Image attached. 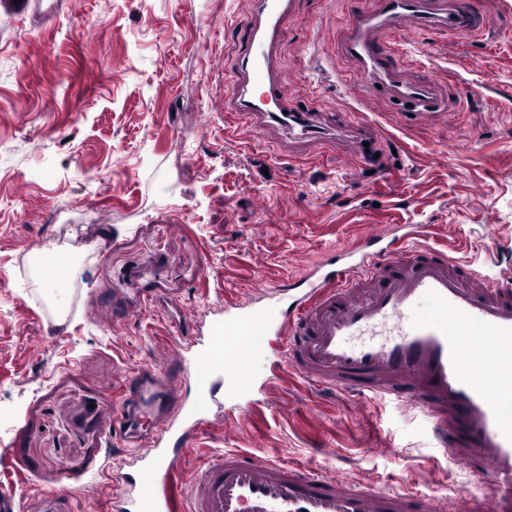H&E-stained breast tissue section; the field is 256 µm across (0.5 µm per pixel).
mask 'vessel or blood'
<instances>
[{
    "instance_id": "b4317fda",
    "label": "vessel or blood",
    "mask_w": 512,
    "mask_h": 512,
    "mask_svg": "<svg viewBox=\"0 0 512 512\" xmlns=\"http://www.w3.org/2000/svg\"><path fill=\"white\" fill-rule=\"evenodd\" d=\"M293 0H261L236 67L238 109L323 139L308 114L289 107L274 56ZM355 11L347 50L372 83L416 113L432 108L425 87L402 79L386 34L433 19L430 0H380ZM464 4L440 28L473 27ZM433 314L418 312L422 302ZM165 372L129 377L112 430L136 449L113 479L112 512H512V266L464 272L450 253L394 247L365 233L307 275L194 316L193 334L167 347ZM270 356L265 377L247 365ZM331 394L373 395L417 409L437 446L473 462L490 483L456 509L442 500L328 479L309 467L227 453L195 476L184 502L170 484L194 446L208 407L244 415L285 371ZM195 397H188L186 381Z\"/></svg>"
}]
</instances>
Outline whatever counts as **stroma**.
I'll return each mask as SVG.
<instances>
[{
  "mask_svg": "<svg viewBox=\"0 0 512 512\" xmlns=\"http://www.w3.org/2000/svg\"><path fill=\"white\" fill-rule=\"evenodd\" d=\"M0 23V486L18 512H108L125 378L165 367L190 316L299 277L365 226L425 224L468 267L512 251V0L474 30L402 37L398 65L450 110L401 123L341 50L351 0H294L278 76L291 106L356 113L367 147L290 146L225 109L255 0H43ZM73 252L65 287L33 259ZM242 451L465 501L484 481L421 413L296 377L232 427L212 417L177 472Z\"/></svg>",
  "mask_w": 512,
  "mask_h": 512,
  "instance_id": "1",
  "label": "stroma"
}]
</instances>
